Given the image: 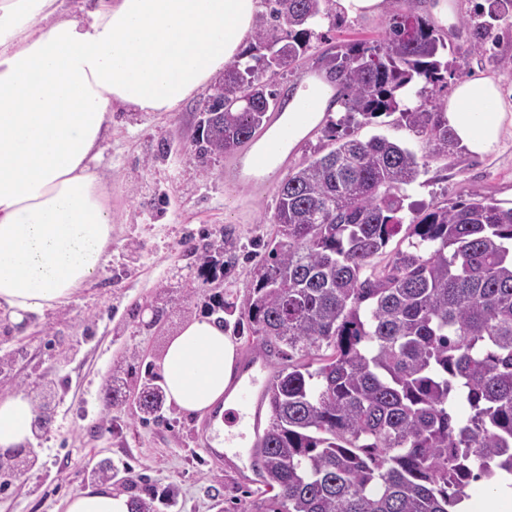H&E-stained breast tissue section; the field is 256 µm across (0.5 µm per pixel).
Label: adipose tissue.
I'll list each match as a JSON object with an SVG mask.
<instances>
[{
    "instance_id": "adipose-tissue-1",
    "label": "adipose tissue",
    "mask_w": 512,
    "mask_h": 512,
    "mask_svg": "<svg viewBox=\"0 0 512 512\" xmlns=\"http://www.w3.org/2000/svg\"><path fill=\"white\" fill-rule=\"evenodd\" d=\"M260 0H0V314L23 323L94 279L112 241L106 186L93 168L113 106L172 112L238 59ZM330 88L301 84L284 122L288 143L308 132L305 106L323 114ZM445 117L483 155L512 129L499 82H458ZM236 347L209 318L184 323L164 348L166 396L181 411L234 409ZM30 396L0 398V449L32 443ZM109 490L70 496L66 512H131Z\"/></svg>"
}]
</instances>
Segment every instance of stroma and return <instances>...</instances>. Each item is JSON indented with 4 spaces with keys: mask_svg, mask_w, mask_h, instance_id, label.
<instances>
[{
    "mask_svg": "<svg viewBox=\"0 0 512 512\" xmlns=\"http://www.w3.org/2000/svg\"><path fill=\"white\" fill-rule=\"evenodd\" d=\"M440 0H401L402 11L425 18L448 45L446 82L433 97L447 100L457 81L497 79L512 102V17L499 21L486 42L494 62L473 54L476 38L469 26L484 0H447L453 21L440 22ZM387 12L344 17L336 26L320 25L298 66L279 71L270 83L288 96L304 76L319 68L328 49L357 41L380 40ZM204 87L173 112L114 111L112 127L94 168L107 184L112 208V242L98 275L70 297L26 320L23 328L0 322V396L41 388L53 392L52 422L37 430V453L30 469L0 491V512H64L73 493L107 486L129 498L156 491V512H268L271 494H258L248 481L247 449L237 460H212L201 451L209 417L165 404L160 416L143 417L130 402H108L104 388L116 366L132 356L159 364L163 346L186 321L208 315L210 285L197 275L199 262L187 256L186 243L201 244L226 235L237 245L239 261L227 273L238 303L264 252L252 249L258 238L273 235L275 190L246 191L225 185L236 155L198 158L194 140ZM355 138L382 135L405 144L426 165L406 186L414 210L453 205L475 195L512 207V147L475 155L461 150L432 159L423 138L397 123L395 116L353 128ZM166 290L169 315L152 323L149 309Z\"/></svg>",
    "mask_w": 512,
    "mask_h": 512,
    "instance_id": "obj_1",
    "label": "stroma"
}]
</instances>
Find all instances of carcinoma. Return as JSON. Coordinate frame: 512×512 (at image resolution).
<instances>
[{
    "mask_svg": "<svg viewBox=\"0 0 512 512\" xmlns=\"http://www.w3.org/2000/svg\"><path fill=\"white\" fill-rule=\"evenodd\" d=\"M246 63L224 66V98L198 134L199 153L223 156L252 141L279 110L260 72L290 68L314 28L336 25L334 0H266ZM388 0L376 43L325 53V77L346 115L276 188L275 234L253 270L247 306L228 293L210 311L279 360L265 386L270 418L254 448L261 482L278 488L272 512H457L471 482L512 476V208L478 195L405 215L404 186L423 163L407 146L338 133L399 113L432 157L458 148L446 103L425 97L445 79L447 49L421 17ZM512 14L490 0L481 25ZM404 233L406 248L375 259ZM149 374L139 408L159 412L165 391ZM462 401L464 420L450 409Z\"/></svg>",
    "mask_w": 512,
    "mask_h": 512,
    "instance_id": "carcinoma-1",
    "label": "carcinoma"
}]
</instances>
